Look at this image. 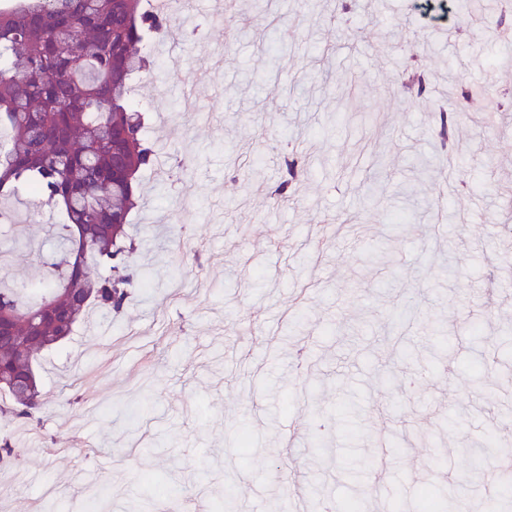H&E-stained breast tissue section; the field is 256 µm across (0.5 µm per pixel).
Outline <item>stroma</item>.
I'll return each mask as SVG.
<instances>
[{
  "label": "stroma",
  "mask_w": 512,
  "mask_h": 512,
  "mask_svg": "<svg viewBox=\"0 0 512 512\" xmlns=\"http://www.w3.org/2000/svg\"><path fill=\"white\" fill-rule=\"evenodd\" d=\"M216 3L190 0L135 86L151 114L178 108L182 123L152 122L148 136L190 163L141 174L145 285L121 317L95 313L96 332L79 325L45 354L41 445L0 472V512H41L51 487L69 512L93 496L97 512H140L141 475L160 473L185 487V512H211L228 482L238 512H288L287 482L337 508L374 489L369 512L410 510L429 481L451 503L496 497L500 451L481 477H458L473 441L512 446V118L489 125L468 101L450 174L437 98L464 74L512 88V41L491 12L426 26L416 0H354L345 21L339 0H236L211 25ZM270 10L288 31L275 59ZM198 25L205 41L185 37ZM415 61L431 74L419 98L397 87ZM295 145L310 173L281 204L267 192ZM256 157L257 182L237 170ZM10 207L25 231L0 260L34 285L43 229L62 217L26 193ZM177 250L198 254L196 290L179 298ZM316 422L336 455L327 469L308 446Z\"/></svg>",
  "instance_id": "1"
}]
</instances>
